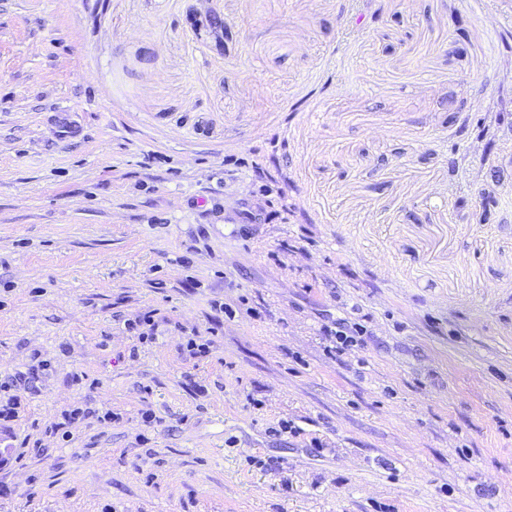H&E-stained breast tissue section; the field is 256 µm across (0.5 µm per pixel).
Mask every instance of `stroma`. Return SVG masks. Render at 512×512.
I'll return each mask as SVG.
<instances>
[{
    "mask_svg": "<svg viewBox=\"0 0 512 512\" xmlns=\"http://www.w3.org/2000/svg\"><path fill=\"white\" fill-rule=\"evenodd\" d=\"M3 407L0 512H512V0H0Z\"/></svg>",
    "mask_w": 512,
    "mask_h": 512,
    "instance_id": "stroma-1",
    "label": "stroma"
}]
</instances>
